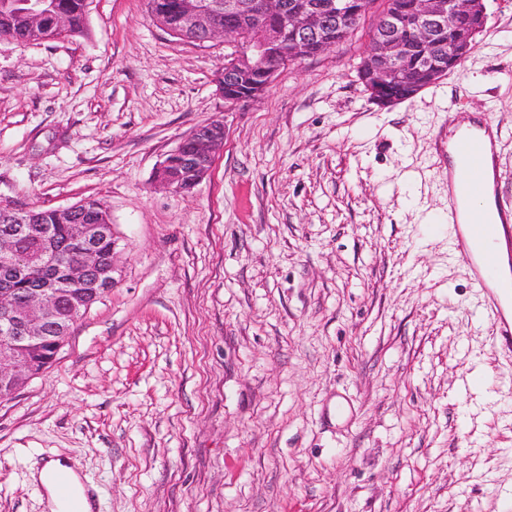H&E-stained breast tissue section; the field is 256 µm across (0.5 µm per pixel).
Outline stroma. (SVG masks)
Instances as JSON below:
<instances>
[{"label": "stroma", "instance_id": "stroma-1", "mask_svg": "<svg viewBox=\"0 0 512 512\" xmlns=\"http://www.w3.org/2000/svg\"><path fill=\"white\" fill-rule=\"evenodd\" d=\"M464 66L374 104L344 42L228 106L231 47L148 0H90L85 35L0 40V201L100 200L116 282L0 401V512H45L67 459L98 512H512V354L450 247L446 124L498 128L512 200V0ZM193 192L155 172L204 123ZM64 480L69 483L73 489L80 495L83 503V511L91 512L92 498L86 494L85 487L80 482L77 473L67 464L66 460L55 459L49 460L43 467L39 469H31L29 474V482L35 487L41 495H46L49 502L50 512H62L64 504L59 500L57 495V482ZM69 512H83L78 508L68 509Z\"/></svg>", "mask_w": 512, "mask_h": 512}]
</instances>
